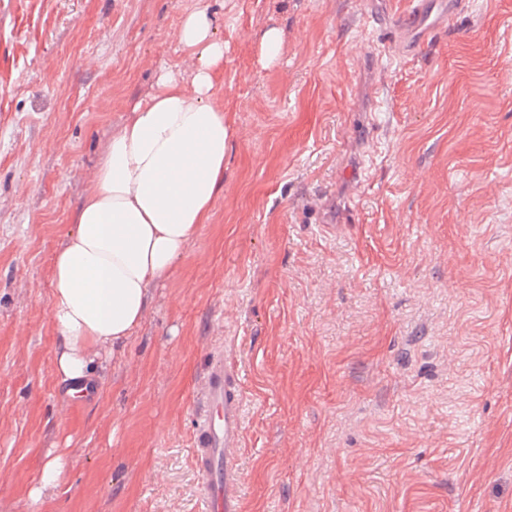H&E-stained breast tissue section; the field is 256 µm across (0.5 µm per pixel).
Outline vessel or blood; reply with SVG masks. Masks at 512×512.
I'll return each mask as SVG.
<instances>
[{"label":"vessel or blood","instance_id":"vessel-or-blood-1","mask_svg":"<svg viewBox=\"0 0 512 512\" xmlns=\"http://www.w3.org/2000/svg\"><path fill=\"white\" fill-rule=\"evenodd\" d=\"M456 8L449 0H413L409 32L426 41L450 25ZM241 381L233 360L212 351L195 405L197 420L193 463L202 484L204 512H241L238 451L243 446Z\"/></svg>","mask_w":512,"mask_h":512}]
</instances>
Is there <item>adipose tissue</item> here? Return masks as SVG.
I'll use <instances>...</instances> for the list:
<instances>
[{
    "label": "adipose tissue",
    "instance_id": "obj_1",
    "mask_svg": "<svg viewBox=\"0 0 512 512\" xmlns=\"http://www.w3.org/2000/svg\"><path fill=\"white\" fill-rule=\"evenodd\" d=\"M179 43L196 60L191 79L163 73L134 106L53 258L54 366L73 396L83 394L103 353H116L133 336L151 287L172 271L224 188L232 128L212 101L224 66L212 15L187 13Z\"/></svg>",
    "mask_w": 512,
    "mask_h": 512
}]
</instances>
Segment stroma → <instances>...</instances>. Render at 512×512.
Returning a JSON list of instances; mask_svg holds the SVG:
<instances>
[{
  "instance_id": "1",
  "label": "stroma",
  "mask_w": 512,
  "mask_h": 512,
  "mask_svg": "<svg viewBox=\"0 0 512 512\" xmlns=\"http://www.w3.org/2000/svg\"><path fill=\"white\" fill-rule=\"evenodd\" d=\"M374 3L0 0V512H202L217 348L242 512H512V0H465L424 45L384 0L375 61ZM197 8L224 40V190L81 402L53 366L51 260L160 67L193 66ZM282 34L276 28L265 30L260 39L261 57L266 63L274 62L281 53ZM241 402V381L235 362L221 350H213L195 405L193 463L202 484L204 512H241ZM62 461L61 457L53 456L48 458L41 470L39 487L34 490V494L39 497L42 491L55 488L58 483V477L61 473Z\"/></svg>"
}]
</instances>
